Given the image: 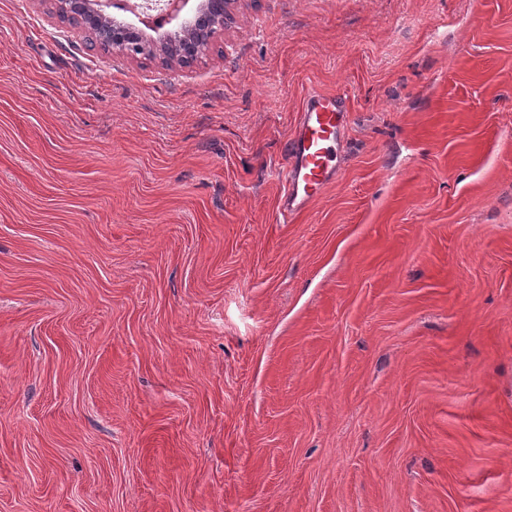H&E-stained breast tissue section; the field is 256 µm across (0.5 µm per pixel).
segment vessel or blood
Masks as SVG:
<instances>
[{
  "instance_id": "1",
  "label": "vessel or blood",
  "mask_w": 512,
  "mask_h": 512,
  "mask_svg": "<svg viewBox=\"0 0 512 512\" xmlns=\"http://www.w3.org/2000/svg\"><path fill=\"white\" fill-rule=\"evenodd\" d=\"M348 124V95L308 92L284 143L285 166L278 200L280 222L305 211L341 172Z\"/></svg>"
}]
</instances>
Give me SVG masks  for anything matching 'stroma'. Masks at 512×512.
<instances>
[{
  "label": "stroma",
  "mask_w": 512,
  "mask_h": 512,
  "mask_svg": "<svg viewBox=\"0 0 512 512\" xmlns=\"http://www.w3.org/2000/svg\"><path fill=\"white\" fill-rule=\"evenodd\" d=\"M232 11L166 66L0 0V512H512V0ZM347 124L345 90L307 93L284 143L286 162L278 200L280 222L288 223L305 211L338 179Z\"/></svg>",
  "instance_id": "stroma-1"
}]
</instances>
